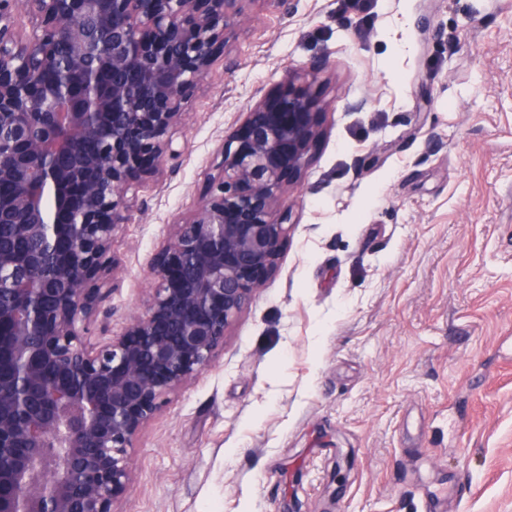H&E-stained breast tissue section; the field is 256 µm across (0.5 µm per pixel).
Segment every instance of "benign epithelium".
<instances>
[{"instance_id":"1","label":"benign epithelium","mask_w":512,"mask_h":512,"mask_svg":"<svg viewBox=\"0 0 512 512\" xmlns=\"http://www.w3.org/2000/svg\"><path fill=\"white\" fill-rule=\"evenodd\" d=\"M241 2L0 0V512H114L139 431L277 271L284 194L324 133L321 60L245 112L145 307L87 339L113 239Z\"/></svg>"}]
</instances>
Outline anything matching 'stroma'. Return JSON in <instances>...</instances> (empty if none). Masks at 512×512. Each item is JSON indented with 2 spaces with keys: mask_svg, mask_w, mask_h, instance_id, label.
Returning <instances> with one entry per match:
<instances>
[{
  "mask_svg": "<svg viewBox=\"0 0 512 512\" xmlns=\"http://www.w3.org/2000/svg\"><path fill=\"white\" fill-rule=\"evenodd\" d=\"M112 242L120 333L225 135L324 60L276 274L131 450L115 512H512V0H243ZM363 109H351L356 100Z\"/></svg>",
  "mask_w": 512,
  "mask_h": 512,
  "instance_id": "35a3bbf8",
  "label": "stroma"
}]
</instances>
